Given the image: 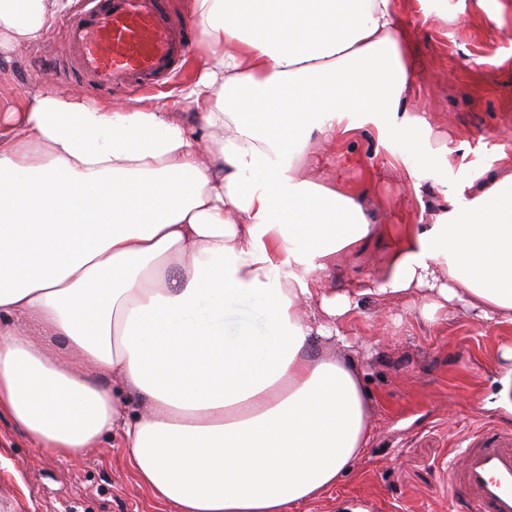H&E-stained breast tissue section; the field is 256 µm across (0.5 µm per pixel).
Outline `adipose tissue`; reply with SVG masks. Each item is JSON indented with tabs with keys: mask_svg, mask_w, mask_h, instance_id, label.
<instances>
[{
	"mask_svg": "<svg viewBox=\"0 0 512 512\" xmlns=\"http://www.w3.org/2000/svg\"><path fill=\"white\" fill-rule=\"evenodd\" d=\"M66 0H0V50L39 41ZM208 51L182 105L0 97V418L59 457L122 440L175 512H294L336 488L371 439L354 364L315 359L359 298L412 293L512 323V155L457 184L432 224H377L311 141L369 134L366 182L445 185L415 29L400 0H190ZM387 262L339 293L341 255ZM247 307L243 326L232 311ZM147 410L129 414L109 378Z\"/></svg>",
	"mask_w": 512,
	"mask_h": 512,
	"instance_id": "ef3b65f1",
	"label": "adipose tissue"
}]
</instances>
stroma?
I'll return each instance as SVG.
<instances>
[{"label": "stroma", "mask_w": 512, "mask_h": 512, "mask_svg": "<svg viewBox=\"0 0 512 512\" xmlns=\"http://www.w3.org/2000/svg\"><path fill=\"white\" fill-rule=\"evenodd\" d=\"M416 27L422 93L436 137L462 143L448 163L449 181L502 171V146L512 147V0H442L439 16L424 17L419 0H401ZM499 15L491 23L490 15ZM197 41L176 75L158 86L96 92L66 80L56 63L66 52L58 24L28 50L0 54V94L79 91L87 102L115 107L161 95L177 99L190 77ZM415 197L384 173L367 198L376 223L397 224ZM385 254L368 246L340 258L331 279L344 290L358 276L380 273ZM341 345L312 344L314 356L354 362L371 403L372 437L364 456L336 490L297 512H337L346 498L378 512H470L448 497V469L482 425L512 431V411L500 406L512 382V324H496L459 309L424 319L412 296L363 297L342 323ZM0 512H171L138 485L121 440L104 436L85 454L60 458L38 449L0 420Z\"/></svg>", "instance_id": "35a3bbf8"}]
</instances>
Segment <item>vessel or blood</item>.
Wrapping results in <instances>:
<instances>
[{"mask_svg":"<svg viewBox=\"0 0 512 512\" xmlns=\"http://www.w3.org/2000/svg\"><path fill=\"white\" fill-rule=\"evenodd\" d=\"M63 37L74 80L97 90L144 89L176 73L198 32L175 30L169 0H82ZM448 495L473 512H512V434H475L448 479Z\"/></svg>","mask_w":512,"mask_h":512,"instance_id":"1","label":"vessel or blood"}]
</instances>
